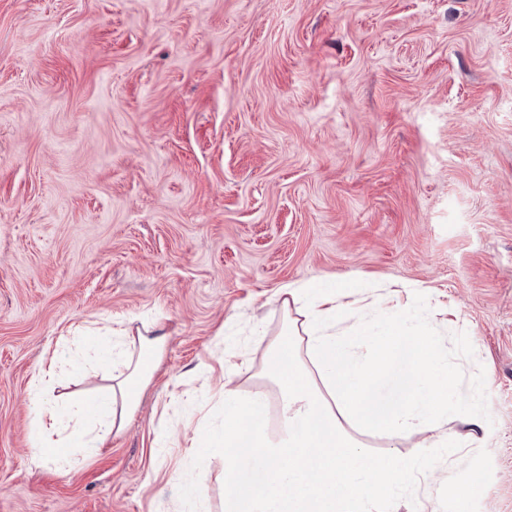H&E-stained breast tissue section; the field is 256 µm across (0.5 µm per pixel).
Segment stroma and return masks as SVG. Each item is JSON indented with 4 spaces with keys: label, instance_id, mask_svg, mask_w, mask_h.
Returning a JSON list of instances; mask_svg holds the SVG:
<instances>
[{
    "label": "stroma",
    "instance_id": "35a3bbf8",
    "mask_svg": "<svg viewBox=\"0 0 512 512\" xmlns=\"http://www.w3.org/2000/svg\"><path fill=\"white\" fill-rule=\"evenodd\" d=\"M320 278L409 287L480 396L461 454L364 436L436 466L396 512H512V0H0V512H224V389ZM153 320L124 431L35 456L54 350Z\"/></svg>",
    "mask_w": 512,
    "mask_h": 512
}]
</instances>
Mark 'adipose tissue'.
Returning <instances> with one entry per match:
<instances>
[{
    "instance_id": "obj_1",
    "label": "adipose tissue",
    "mask_w": 512,
    "mask_h": 512,
    "mask_svg": "<svg viewBox=\"0 0 512 512\" xmlns=\"http://www.w3.org/2000/svg\"><path fill=\"white\" fill-rule=\"evenodd\" d=\"M287 329L264 352L262 376L278 388L276 430H269L266 393L248 405L224 391V426L210 438L224 453L225 512H390L400 492L428 459L370 454L362 435L397 441L411 431L422 447L460 450L481 440L482 413L436 347L426 323L407 324L400 306L379 329L344 326L342 315L371 303L361 291L333 281L283 285ZM168 336L161 325L131 333L100 332L105 386L93 397L53 394L54 370L35 378L36 456L71 448L93 450L121 432L135 412ZM262 458L261 471L248 461Z\"/></svg>"
}]
</instances>
